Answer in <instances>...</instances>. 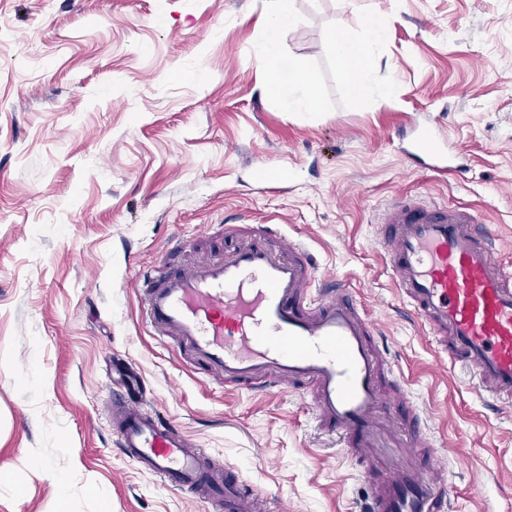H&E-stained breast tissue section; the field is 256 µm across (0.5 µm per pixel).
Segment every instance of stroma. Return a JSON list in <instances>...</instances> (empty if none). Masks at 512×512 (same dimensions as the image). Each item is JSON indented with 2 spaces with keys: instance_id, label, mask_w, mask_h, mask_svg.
I'll return each instance as SVG.
<instances>
[{
  "instance_id": "1",
  "label": "stroma",
  "mask_w": 512,
  "mask_h": 512,
  "mask_svg": "<svg viewBox=\"0 0 512 512\" xmlns=\"http://www.w3.org/2000/svg\"><path fill=\"white\" fill-rule=\"evenodd\" d=\"M284 40L387 19L394 98L304 118L272 105L264 0H0V512H212L138 469L110 433L122 362L149 410L274 494V512H360L372 480L312 417L309 390L213 385L152 336L135 275L221 256L225 225L272 224L348 282L445 456L452 512L512 502V406L437 356L377 249L401 195L469 209L512 272V0H294ZM436 129L454 174L409 149Z\"/></svg>"
}]
</instances>
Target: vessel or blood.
I'll return each instance as SVG.
<instances>
[{
  "mask_svg": "<svg viewBox=\"0 0 512 512\" xmlns=\"http://www.w3.org/2000/svg\"><path fill=\"white\" fill-rule=\"evenodd\" d=\"M438 171L447 159L435 130L415 144ZM377 246L435 351L496 398L512 402V274L496 262L489 225L459 209L399 199L380 215ZM138 306L160 339L217 385L267 391L311 387L319 428L339 435L366 471L378 472L361 512H447V472L431 449L389 466L382 439L391 402L381 396L376 328L342 282L318 276L307 247L269 225L219 258L136 274ZM139 385L112 417L125 455L164 486L213 512H268L269 494L193 448L182 429L147 410Z\"/></svg>",
  "mask_w": 512,
  "mask_h": 512,
  "instance_id": "obj_1",
  "label": "vessel or blood"
}]
</instances>
